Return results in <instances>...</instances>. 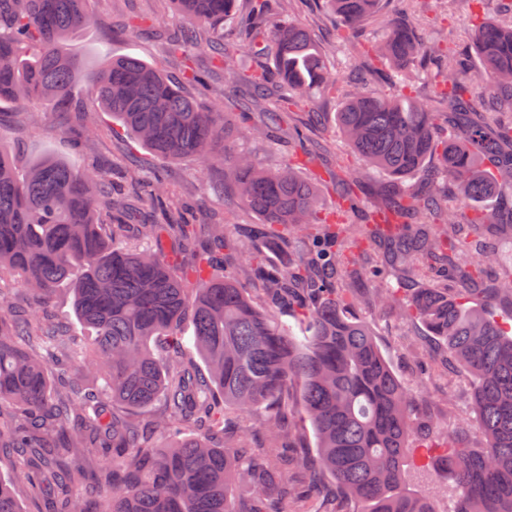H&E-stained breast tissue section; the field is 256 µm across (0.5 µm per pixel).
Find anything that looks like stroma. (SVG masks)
Wrapping results in <instances>:
<instances>
[{
	"label": "stroma",
	"instance_id": "1",
	"mask_svg": "<svg viewBox=\"0 0 512 512\" xmlns=\"http://www.w3.org/2000/svg\"><path fill=\"white\" fill-rule=\"evenodd\" d=\"M91 9L106 21L125 14L145 19L146 24L134 38L121 30L102 27L79 32L72 48L85 69L96 68L103 52L107 51L115 56H138L159 65L168 75L181 78V64L164 59L161 52V33L177 23L169 0H92ZM383 9L394 16H411L425 41L445 44L450 53L474 59L472 31L475 21L470 0H418L411 10L406 8L403 0H385ZM288 15L306 26L326 47L341 87L359 75L364 58L358 48L374 40L377 29L367 27L350 38H342L336 17L326 10L324 0H288ZM341 98L340 91L318 93L316 113L300 111L290 119L291 126L298 128L299 137L290 138L275 148L250 134L244 124L232 117L225 123V132L239 150L268 168L280 167L287 160L301 156L306 145L332 143L333 148L324 156V163L336 170L347 168L362 173V193L366 201L375 207L383 206L386 179L363 174L362 161L343 141L335 126ZM49 118L50 126L37 128L27 123L18 106L1 105L0 139L18 146L28 157L49 147L67 157L72 164L101 168L109 174L114 187L129 196L136 191L131 179L133 173L144 175L153 169L160 170L169 193L175 200L185 203L203 226L216 215L234 224L259 221L258 215L240 207L233 190L232 175L220 171L201 172L198 162L192 158L158 163L148 148L136 143L125 129L113 124L102 112L92 114L94 132L78 146L56 138L51 130L52 125L69 123L68 112H53ZM384 283L399 288L405 296L413 288H445L453 292L458 287L457 281L439 272L422 277L409 266L396 264L388 267L385 282L375 281L362 272L347 280L346 286L358 298L354 314L369 325L397 377L407 386L422 389L413 411L415 457L422 459L429 454H440L447 439L461 429L467 433L468 447H483L485 440L472 408L467 374L448 358L437 341L427 337L420 321L375 305L374 296ZM0 293L16 305L35 311L43 322L66 324L80 337L89 334L75 316L68 294L60 293L39 303L21 289L16 278L9 276L0 277ZM299 408L300 393L293 388L274 407L264 406L247 415L227 409L224 427L230 432L247 433L253 452L263 453L269 448L265 436L267 423L277 419L283 425H291ZM278 508L280 512H351L352 506L335 483L326 478L310 489L304 502L297 504L283 499Z\"/></svg>",
	"mask_w": 512,
	"mask_h": 512
}]
</instances>
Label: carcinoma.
Masks as SVG:
<instances>
[{"instance_id": "1", "label": "carcinoma", "mask_w": 512, "mask_h": 512, "mask_svg": "<svg viewBox=\"0 0 512 512\" xmlns=\"http://www.w3.org/2000/svg\"><path fill=\"white\" fill-rule=\"evenodd\" d=\"M171 2L186 26L166 38L165 58L183 61L185 79L208 88L212 74L195 70L192 57L201 47L216 55L225 82L246 90L224 107L268 143L281 142L288 113L336 89L325 50L287 14L249 44L270 56L273 72L247 73L235 66L238 48L219 38L224 23L239 20L237 0ZM325 4L345 32L380 23V38L363 50L365 70L375 76L386 68L400 77L388 94L365 78L353 82L336 112L342 135L369 169L397 181L439 156V176L454 195L408 189L371 210L348 171L313 170L304 179L295 171L302 159L264 169L229 142L217 150L224 138L218 113L200 110L158 66L133 55L104 58L88 74L96 105L75 111L81 134L89 113L109 112L161 161L193 157L207 171L225 166L234 172L240 204L261 223L239 226L233 238L224 225H212L209 247L194 261L197 288L190 295L149 246L164 238L180 245L197 229L167 208L159 172L146 177V202L162 219L128 224L122 218L132 207L112 194L105 172L50 152L21 171L16 148L0 143V275L19 278L37 301L68 287L75 315L91 331L84 343L65 325L40 324L0 295V448L8 449L12 472L0 478V512H21L17 485L47 492L51 512H276L275 497L305 498L319 474L336 480L356 512H435L409 489L417 391L399 380L368 326L347 313L354 302L342 284V233L350 215L360 218L355 228L365 243L387 241L395 260L423 273L442 263L458 278V293L417 288L402 306L469 375L487 437L484 448L449 440L434 465L456 489L453 512H512V328L474 304L482 295L476 283L493 268L501 269L494 294L512 298V268L503 267L500 249L466 229L496 224L476 204L512 188V124L500 118L512 109V23H478L473 43L480 66L450 57V74L421 95L409 73L426 57L442 55L440 45L424 43L402 18L381 17L382 0ZM95 23L88 0H0V104L13 102L41 123L43 103L71 106L83 76L71 41ZM441 118L448 122L442 139L435 136ZM326 180L344 184L329 212L317 188ZM459 200L473 205L470 214ZM105 217L115 222L114 235L131 244L104 239ZM312 225L320 226L315 242L305 250L283 247L278 263L245 250L231 275L205 276L233 245L254 238L280 243V227L296 237ZM246 283L262 292L263 304L248 296ZM188 310L203 369L179 344ZM284 311L296 314L300 334L279 321ZM50 362L61 373L56 385ZM90 373L103 377L101 388L84 387ZM294 385L301 392L299 421L310 424L315 438V467L303 481L277 467L276 460H288V447L276 422L266 427L274 448L247 455L228 445L215 405L218 394L224 405L249 413L278 402ZM158 399L168 415L143 418ZM146 425L162 444L144 439ZM190 425L208 434L188 436ZM90 470L106 487L98 502L83 493ZM238 484L249 487L247 498L235 496Z\"/></svg>"}]
</instances>
